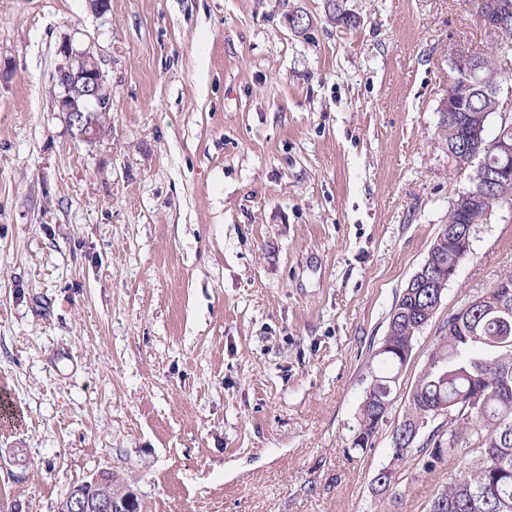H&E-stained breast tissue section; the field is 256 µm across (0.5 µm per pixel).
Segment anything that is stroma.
Listing matches in <instances>:
<instances>
[{
    "label": "stroma",
    "mask_w": 512,
    "mask_h": 512,
    "mask_svg": "<svg viewBox=\"0 0 512 512\" xmlns=\"http://www.w3.org/2000/svg\"><path fill=\"white\" fill-rule=\"evenodd\" d=\"M0 0V512L103 468L143 512H427L456 457L373 479L448 314L512 272V209L353 448L391 308L469 175L440 111L471 0ZM312 23L295 34L288 15ZM111 121L59 112V47ZM59 53L62 62L56 70V79L62 92L57 101L58 110L65 113L80 140L91 142L103 131L90 117L104 128L110 119L111 105L106 104L103 95L108 87L106 75L90 51H77L70 42H64ZM109 105L106 112H98Z\"/></svg>",
    "instance_id": "1"
}]
</instances>
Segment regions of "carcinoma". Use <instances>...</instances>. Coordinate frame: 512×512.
<instances>
[{
	"label": "carcinoma",
	"mask_w": 512,
	"mask_h": 512,
	"mask_svg": "<svg viewBox=\"0 0 512 512\" xmlns=\"http://www.w3.org/2000/svg\"><path fill=\"white\" fill-rule=\"evenodd\" d=\"M509 75L512 60L506 51L492 46L478 53L474 87L454 98L453 117L440 123L441 141L454 148L467 136L479 159L496 165L494 141L487 139L486 127L470 122L499 111L498 98L489 88ZM488 191L484 207L512 208V178L493 183ZM479 219L480 212L456 195L448 207V223L477 224ZM429 256L442 270L434 287L404 290L392 307L384 338L391 349L377 353L381 368L363 401L369 411H384L396 371L403 366L406 341L420 333L426 311L448 287V267L458 261L446 236L436 238ZM504 295L505 291L493 287L472 295L465 301L468 308L462 323L442 329L409 394L401 422L409 425L439 410L448 417V428H433L420 446L413 440L393 449L392 463L379 469L373 480L376 493L397 485L396 462L416 455L423 469L433 472L465 444L473 457L461 462L457 475L436 490L429 512H512V301H503Z\"/></svg>",
	"instance_id": "obj_1"
}]
</instances>
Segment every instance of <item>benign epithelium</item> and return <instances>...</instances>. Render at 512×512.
Masks as SVG:
<instances>
[{"mask_svg":"<svg viewBox=\"0 0 512 512\" xmlns=\"http://www.w3.org/2000/svg\"><path fill=\"white\" fill-rule=\"evenodd\" d=\"M62 62L56 70L58 85L62 88L58 99V111L65 113L70 127L77 137L86 142L97 139L102 129L90 119L88 113L97 112L106 106L103 91L107 78L94 55L89 51H77L65 42L59 48ZM453 74L448 81V90H453L462 76L471 71L475 55L471 50L460 48L453 56ZM496 151L503 160L494 171L479 164L476 171L480 184L512 176V137L502 133L496 141ZM448 242L453 244L463 257L472 252L474 235L470 230L460 231L447 227ZM139 503L135 491L124 481L117 480L109 469H102L88 479L72 485L60 500L57 512H132V505Z\"/></svg>","mask_w":512,"mask_h":512,"instance_id":"benign-epithelium-1","label":"benign epithelium"}]
</instances>
